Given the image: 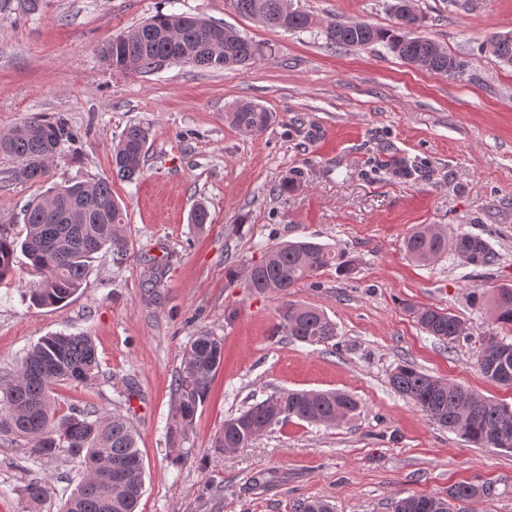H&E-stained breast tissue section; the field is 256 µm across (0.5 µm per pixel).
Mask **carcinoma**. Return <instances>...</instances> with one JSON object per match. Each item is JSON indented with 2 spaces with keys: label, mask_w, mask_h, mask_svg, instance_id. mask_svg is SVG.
<instances>
[{
  "label": "carcinoma",
  "mask_w": 512,
  "mask_h": 512,
  "mask_svg": "<svg viewBox=\"0 0 512 512\" xmlns=\"http://www.w3.org/2000/svg\"><path fill=\"white\" fill-rule=\"evenodd\" d=\"M240 15L267 27L306 30L313 18L288 0H229ZM394 23L381 28L365 22L336 21L326 26V43L334 47L366 48L381 44L405 64L448 78L461 76L465 60L449 54L430 38L412 32L423 17L412 0H393ZM486 47L502 63L512 65V36L493 35ZM263 53L262 47L238 32L212 24L202 16L158 13L103 44L101 59L117 71L147 73L164 63H189L207 69L246 67ZM272 113L253 102L235 104L225 119L235 128L259 133ZM150 129L128 126L112 152L116 176L131 181L143 168ZM70 131L61 119L33 116L0 133V155L17 162L14 177L40 183L50 177V161ZM24 238L0 225V281L15 272L16 253L28 259L38 276L29 284L30 302L39 307L65 305L80 290L94 255L104 249L128 246L120 203L106 179L51 188L49 194L23 210ZM406 254L427 264L452 253L473 265H488L494 254L484 241L469 234L450 235L442 227L419 226L404 241ZM336 268L346 275L351 263L345 254L307 240L271 246L257 265L246 271L247 286L257 293L284 296L321 271ZM496 323L512 328V288H500L492 299ZM277 329L309 345L324 344L336 336V324L320 309L292 301L278 312ZM418 324L431 336L448 343L466 334L463 321L444 309L415 311ZM224 361V340L201 331L184 352L176 380L174 419L183 434L210 393ZM480 371L492 381L512 386V342L497 336L483 338L478 356ZM98 369L91 336L50 334L41 337L21 360L13 381L0 386V431L26 440L34 457L63 454L81 459L88 476L59 505L58 512H136L144 487L143 456L136 433L122 415H92L71 409L57 415L56 386L85 382ZM391 386L406 396L437 425L478 447L512 450V406L487 399L461 385L423 373L409 364L397 366ZM359 408L354 396L342 391H288L250 405L224 420L214 438L215 452L243 448L273 425L297 418L315 425H331L353 416ZM28 502L40 505L46 483L40 479L24 488ZM499 496L497 482L458 483L448 497L411 495L393 502L392 512H453L454 503ZM293 512H332L323 499H300Z\"/></svg>",
  "instance_id": "cac0c4a2"
}]
</instances>
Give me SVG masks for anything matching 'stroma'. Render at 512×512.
Masks as SVG:
<instances>
[{
	"mask_svg": "<svg viewBox=\"0 0 512 512\" xmlns=\"http://www.w3.org/2000/svg\"><path fill=\"white\" fill-rule=\"evenodd\" d=\"M311 29L288 32L237 13L229 0H38L35 14L0 0V131L34 115L63 117L73 139L51 181L108 179L120 201L127 251L97 254L79 292L62 307L33 306L34 276L19 258L0 282V381L51 333L92 336L99 368L57 387L59 413L91 405L129 418L145 466L138 512H292L294 500L325 499L333 512H390L392 499L444 497L451 485L505 481L490 501L462 512H512V452L478 448L442 429L389 384L396 366L417 369L512 405V387L477 366L482 339L512 341L489 300L512 288V66L485 52L512 35V0H414L419 35L467 62L450 79L413 68L384 46L336 48L331 21L388 27L386 0H293ZM201 14L260 44L251 66L213 70L169 64L124 73L98 55L105 41L157 12ZM251 101L272 112L253 134L224 121ZM131 124L150 127L143 171L112 176V148ZM412 166V179L394 176ZM0 157V219L22 235L21 211L45 193L12 175ZM295 186L281 192L280 183ZM205 203L210 223L190 222ZM419 225H454L483 238L493 264L445 255L419 265L403 241ZM307 238L353 261L349 275L322 271L289 297L255 294L224 270H245L268 247ZM165 276L153 283L152 271ZM323 310L329 343L277 332L284 300ZM461 318L449 344L425 333L415 309ZM206 330L224 341V362L186 434L175 432V379L186 346ZM288 390H342L360 402L333 425L291 419L247 447L216 454L225 418ZM87 475L79 461L30 456L0 433V512H57ZM45 479L30 508L23 489Z\"/></svg>",
	"mask_w": 512,
	"mask_h": 512,
	"instance_id": "stroma-1",
	"label": "stroma"
}]
</instances>
